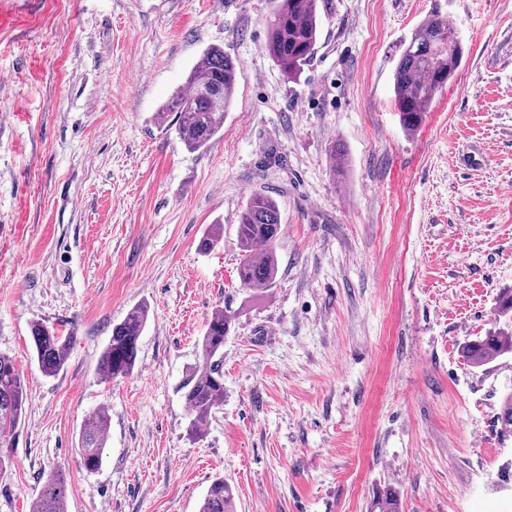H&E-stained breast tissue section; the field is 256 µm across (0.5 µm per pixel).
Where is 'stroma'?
<instances>
[{
    "label": "stroma",
    "mask_w": 512,
    "mask_h": 512,
    "mask_svg": "<svg viewBox=\"0 0 512 512\" xmlns=\"http://www.w3.org/2000/svg\"><path fill=\"white\" fill-rule=\"evenodd\" d=\"M318 5L289 77L265 50L269 0H0V354L30 397L0 448V512H29L59 467L68 512H198L218 476L237 512H368L387 487L404 512H512V357L462 353L512 333L495 311L512 288V0ZM436 6L463 53L409 133L393 71ZM211 45L241 78L223 136L190 152L158 112ZM267 188L278 274L257 291L236 226ZM139 304L134 372L107 380L100 355ZM227 306L224 404L195 438L184 386ZM37 323L71 339L53 377ZM101 407L90 473L79 434ZM463 353L475 367H483L492 361L512 354V336L502 331L489 332L483 338L468 342ZM109 426L108 413L104 409H99L82 429L79 437L78 463L85 471L95 472L101 468Z\"/></svg>",
    "instance_id": "35a3bbf8"
}]
</instances>
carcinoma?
<instances>
[{"instance_id": "obj_1", "label": "carcinoma", "mask_w": 512, "mask_h": 512, "mask_svg": "<svg viewBox=\"0 0 512 512\" xmlns=\"http://www.w3.org/2000/svg\"><path fill=\"white\" fill-rule=\"evenodd\" d=\"M271 2L267 50L280 70L292 76L314 53L321 26L318 0ZM453 33L455 30L448 25L441 9H433L412 33L395 65L393 92L400 124L408 132L422 125L431 105L457 70L462 50L442 45ZM240 76L235 60L223 48L210 47L192 68L183 89L162 108L163 115L174 113L169 129L187 150L196 152L207 148L224 128V117L232 106ZM281 222L279 206L270 195H250L237 224V238L244 252L238 266L243 286L263 289L274 284L278 270L274 244ZM235 317L227 308L212 314L199 344V368L185 386L184 400L192 415L191 434L196 438L224 403V338L230 335ZM147 321L148 309L139 305L112 327L109 343L99 359L100 370L107 379L132 374L138 340ZM32 341L42 374L56 376L67 361L70 337L35 324ZM463 353L473 366L483 367L512 354V336L502 331L490 332L468 342ZM27 405L24 379L12 359L0 355L1 440L19 426ZM109 426L108 413L99 409L82 429L78 463L85 471L101 468ZM68 490L65 471H54L43 482L29 512H67ZM199 512H236L235 495L228 480L220 476L211 482ZM369 512H401L399 493L390 488L377 492Z\"/></svg>"}]
</instances>
